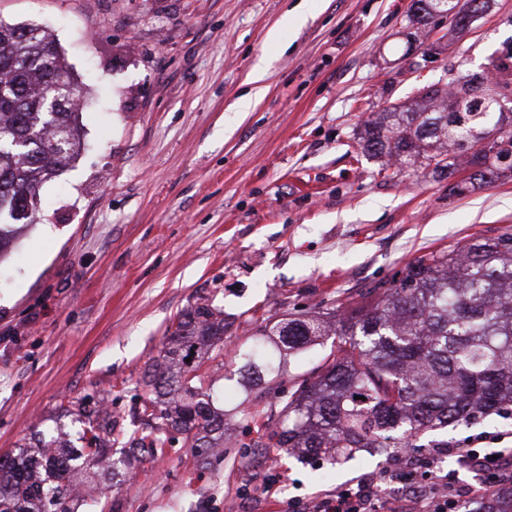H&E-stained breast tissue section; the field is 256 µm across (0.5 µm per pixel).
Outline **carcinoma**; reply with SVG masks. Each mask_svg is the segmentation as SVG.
Segmentation results:
<instances>
[{
    "label": "carcinoma",
    "mask_w": 512,
    "mask_h": 512,
    "mask_svg": "<svg viewBox=\"0 0 512 512\" xmlns=\"http://www.w3.org/2000/svg\"><path fill=\"white\" fill-rule=\"evenodd\" d=\"M71 72L54 36L38 24L0 21V257L36 219L39 185L78 154L80 112L52 106L60 77ZM512 46L490 75L465 77L450 90L385 108L364 124L362 152L402 169L453 176L467 169L463 190L512 179V165L487 164L482 135L497 131L512 146ZM379 298L342 313L284 317L258 330L250 348L234 351L243 386L276 377L287 358L324 336L336 354L315 380L283 406L282 448L324 454L332 464L361 448L408 447L475 414L512 405V235L476 239L464 248L421 257L381 287ZM224 352V320L212 305L185 310L145 373L148 388L135 415L141 431L116 429L105 408L80 409L75 446L61 425L23 439L0 455V512H79L76 487L121 475L112 448L153 457L184 435L191 448L224 447V416L197 371ZM481 512H512V485Z\"/></svg>",
    "instance_id": "cac0c4a2"
}]
</instances>
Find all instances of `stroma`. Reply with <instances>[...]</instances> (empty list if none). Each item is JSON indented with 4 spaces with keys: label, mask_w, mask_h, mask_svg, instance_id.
<instances>
[{
    "label": "stroma",
    "mask_w": 512,
    "mask_h": 512,
    "mask_svg": "<svg viewBox=\"0 0 512 512\" xmlns=\"http://www.w3.org/2000/svg\"><path fill=\"white\" fill-rule=\"evenodd\" d=\"M297 2L0 0V21L52 31L90 100L78 156L0 260V450L87 402L132 422L145 370L199 298L232 350L283 315L373 300L417 258L512 234V179L457 195L357 144L372 113L482 73L512 43V0L407 55L411 0H310L287 20ZM335 349L329 336L290 357L243 404L232 357L208 362L223 453L200 465L176 432L136 480L93 496L114 512H289L389 465L377 448L333 465L275 445L282 400Z\"/></svg>",
    "instance_id": "1"
}]
</instances>
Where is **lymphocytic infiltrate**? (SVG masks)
Here are the masks:
<instances>
[{"label":"lymphocytic infiltrate","instance_id":"f902f5d3","mask_svg":"<svg viewBox=\"0 0 512 512\" xmlns=\"http://www.w3.org/2000/svg\"><path fill=\"white\" fill-rule=\"evenodd\" d=\"M454 455L458 471L475 476L466 495L458 493L456 473L438 474L429 490L413 485L411 472L387 469L311 498L304 512H461L464 499L482 501L495 486L512 481V448H458Z\"/></svg>","mask_w":512,"mask_h":512}]
</instances>
